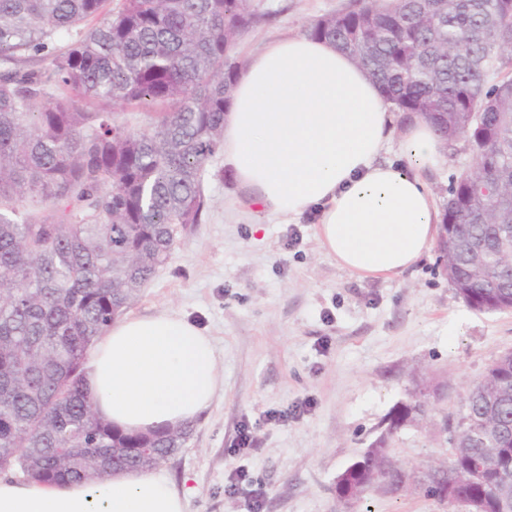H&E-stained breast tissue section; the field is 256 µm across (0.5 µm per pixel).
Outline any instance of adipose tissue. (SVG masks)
Instances as JSON below:
<instances>
[{"instance_id": "1", "label": "adipose tissue", "mask_w": 512, "mask_h": 512, "mask_svg": "<svg viewBox=\"0 0 512 512\" xmlns=\"http://www.w3.org/2000/svg\"><path fill=\"white\" fill-rule=\"evenodd\" d=\"M392 141L398 158L383 159ZM447 161L424 118L392 112L353 58L304 34L249 58L224 117V164L245 204L269 218L313 214L327 253L360 277L403 274L431 249L442 217L430 178ZM85 383L98 414L135 433L198 419L224 388L211 336L168 310L112 324ZM188 494L139 473L0 478V512H186Z\"/></svg>"}]
</instances>
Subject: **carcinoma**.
I'll return each instance as SVG.
<instances>
[{
	"mask_svg": "<svg viewBox=\"0 0 512 512\" xmlns=\"http://www.w3.org/2000/svg\"><path fill=\"white\" fill-rule=\"evenodd\" d=\"M358 0L305 33L330 41L379 84L395 111L464 141L472 170L448 187L443 219L458 240L439 250L456 294L475 310L489 277L463 243L492 249L512 225V0ZM257 23L250 0H0V471L46 484L149 472L183 447L191 425L126 433L99 419L85 386L94 340L138 299L177 243L176 224L209 210L202 173L224 147V108L240 62L238 36ZM84 30L65 46L56 38ZM35 59L49 67L30 65ZM156 108L133 131L119 113L78 103ZM472 386L450 457L428 466L440 499L448 470L479 455L484 479L457 489L500 512L499 471L512 470V360ZM153 453L143 457L139 449ZM387 448L348 472L352 509L387 469Z\"/></svg>",
	"mask_w": 512,
	"mask_h": 512,
	"instance_id": "1",
	"label": "carcinoma"
}]
</instances>
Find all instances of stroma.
I'll return each instance as SVG.
<instances>
[{
	"label": "stroma",
	"mask_w": 512,
	"mask_h": 512,
	"mask_svg": "<svg viewBox=\"0 0 512 512\" xmlns=\"http://www.w3.org/2000/svg\"><path fill=\"white\" fill-rule=\"evenodd\" d=\"M353 0H250L263 22L233 53L348 10ZM224 156L206 164L201 224L178 235L169 262L129 309L171 310L212 337L224 391L158 475L189 488L187 512H344L336 477L421 384H444L434 421L399 431L393 454L416 471L449 453L469 389L512 351V311L459 298L430 249L408 271L358 277L324 250L314 220L260 218L242 204ZM253 443L241 444L242 431ZM371 512H466L416 490L370 489Z\"/></svg>",
	"instance_id": "obj_1"
}]
</instances>
